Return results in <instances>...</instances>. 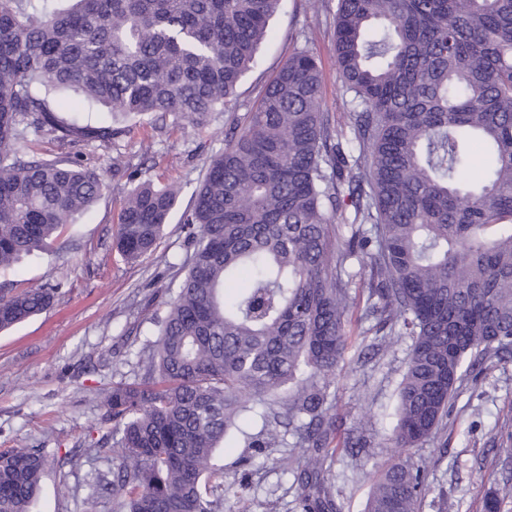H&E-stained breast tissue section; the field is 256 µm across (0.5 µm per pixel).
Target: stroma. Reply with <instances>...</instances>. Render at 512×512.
Segmentation results:
<instances>
[{
    "mask_svg": "<svg viewBox=\"0 0 512 512\" xmlns=\"http://www.w3.org/2000/svg\"><path fill=\"white\" fill-rule=\"evenodd\" d=\"M337 0H283L267 37L237 87L233 111L214 113L206 125L182 118L155 134L152 154H143L145 128L104 144L94 140L59 143L40 139L43 158L70 156L105 168L122 152L133 170H149L156 183L181 188L157 247L139 260H124L116 247L121 193L102 195L75 217L62 237L63 249L37 251L15 270L0 274L11 293L59 285L54 305L0 331V454L34 448L46 458L33 512H113L112 494L90 497L84 484L97 467L95 443L104 429L103 395L119 382L134 381L137 355L155 341V319L164 317L182 280L189 250L182 215L203 179L210 156L223 150L234 117L259 96L279 66L296 51L318 57L323 98L338 126L349 112L341 96L333 54ZM348 312L349 344L332 375L337 448L333 470L341 512H365L374 483V464L389 459L395 409L411 345L393 333L387 351H362L357 318L365 297L353 289ZM262 425L259 413L244 416L240 432L227 436L218 451L224 466L223 512H299V489L287 469V449L250 456L248 434ZM413 461L430 467V490L423 512H482L490 493L512 512V360L477 368L465 379L450 408L447 428L411 450ZM245 493H238V483ZM70 493L61 496V485Z\"/></svg>",
    "mask_w": 512,
    "mask_h": 512,
    "instance_id": "stroma-1",
    "label": "stroma"
}]
</instances>
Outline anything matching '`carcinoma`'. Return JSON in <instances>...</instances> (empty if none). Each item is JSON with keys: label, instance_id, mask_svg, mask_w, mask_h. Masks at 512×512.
Returning <instances> with one entry per match:
<instances>
[{"label": "carcinoma", "instance_id": "carcinoma-1", "mask_svg": "<svg viewBox=\"0 0 512 512\" xmlns=\"http://www.w3.org/2000/svg\"><path fill=\"white\" fill-rule=\"evenodd\" d=\"M281 0H0V272L44 250L129 177L37 156V137L110 143L120 120L162 131L206 122L236 90ZM350 130L323 105L322 71L291 55L228 132L183 215L191 253L140 379L112 386L102 423L115 512H218L220 444L262 407L250 448L287 434L301 512H340L329 447L330 372L347 348L360 265L370 347L411 338L392 443L366 512H422L429 468L400 454L448 424L465 376L512 355V0H338L334 44ZM58 93L107 109L59 115ZM493 164L466 176L471 148ZM179 190L146 176L124 192L116 244L151 252ZM345 238L343 247L335 240ZM249 288L228 296L241 269ZM59 286L0 295V331ZM288 393L284 412L275 404ZM39 452L0 454V512H32Z\"/></svg>", "mask_w": 512, "mask_h": 512}]
</instances>
